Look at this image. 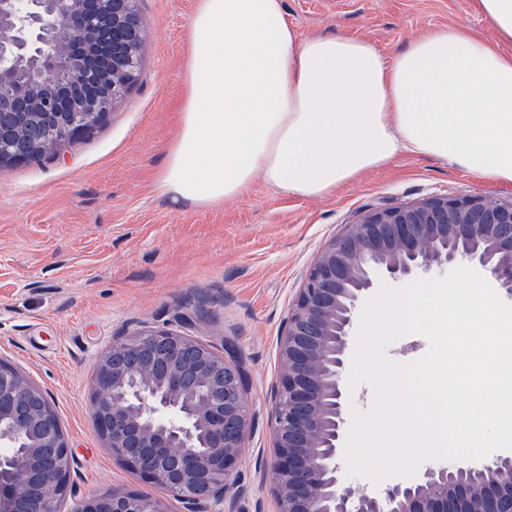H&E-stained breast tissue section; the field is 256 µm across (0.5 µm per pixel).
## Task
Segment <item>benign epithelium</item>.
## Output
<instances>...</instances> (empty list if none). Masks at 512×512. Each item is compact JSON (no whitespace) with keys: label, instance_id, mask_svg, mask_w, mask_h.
Returning a JSON list of instances; mask_svg holds the SVG:
<instances>
[{"label":"benign epithelium","instance_id":"benign-epithelium-1","mask_svg":"<svg viewBox=\"0 0 512 512\" xmlns=\"http://www.w3.org/2000/svg\"><path fill=\"white\" fill-rule=\"evenodd\" d=\"M146 51L137 0H0V165L55 157L105 121ZM39 70L25 83L13 59ZM466 263L512 298V201L431 195L366 210L309 266L278 336L267 469L276 512H512V457L431 468L374 492L341 488V374L376 273ZM90 412L107 447L194 505L225 502L250 428L236 365L182 331L140 326L96 363ZM0 512H59L73 452L47 394L0 360ZM70 512H165L116 488Z\"/></svg>","mask_w":512,"mask_h":512}]
</instances>
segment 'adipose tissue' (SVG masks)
Here are the masks:
<instances>
[{"label":"adipose tissue","mask_w":512,"mask_h":512,"mask_svg":"<svg viewBox=\"0 0 512 512\" xmlns=\"http://www.w3.org/2000/svg\"><path fill=\"white\" fill-rule=\"evenodd\" d=\"M476 9L492 37L438 27L388 57L300 36L283 0H200L159 189L206 207L259 182L320 198L403 152L512 183V0Z\"/></svg>","instance_id":"adipose-tissue-1"}]
</instances>
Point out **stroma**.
I'll return each instance as SVG.
<instances>
[{
	"label": "stroma",
	"mask_w": 512,
	"mask_h": 512,
	"mask_svg": "<svg viewBox=\"0 0 512 512\" xmlns=\"http://www.w3.org/2000/svg\"><path fill=\"white\" fill-rule=\"evenodd\" d=\"M304 37L354 33L384 54L433 28L490 30L474 0H283ZM199 0H138L147 51L136 83L92 134L52 160L0 167V360L45 391L73 451L67 500L115 487L184 512L181 500L115 457L89 404L99 354L141 325L178 327L236 361L251 426L237 465L239 512H275L265 466L272 444L277 337L310 263L368 208L435 194L512 200V184L398 155L321 198L257 184L215 207L154 187L179 129L184 61ZM343 434L377 398L343 372Z\"/></svg>",
	"instance_id": "obj_1"
}]
</instances>
